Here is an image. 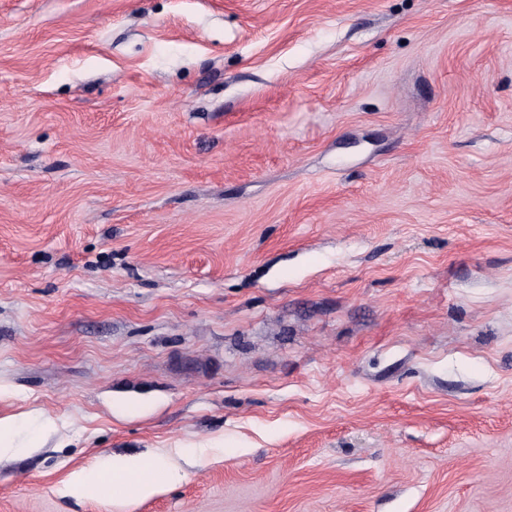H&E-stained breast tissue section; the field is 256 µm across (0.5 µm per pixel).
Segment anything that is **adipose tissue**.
<instances>
[{
  "instance_id": "ef3b65f1",
  "label": "adipose tissue",
  "mask_w": 512,
  "mask_h": 512,
  "mask_svg": "<svg viewBox=\"0 0 512 512\" xmlns=\"http://www.w3.org/2000/svg\"><path fill=\"white\" fill-rule=\"evenodd\" d=\"M184 477L183 470L159 457L115 456L104 464L73 471L66 488L70 494L81 497L94 483L108 481L117 490L127 489L134 497L146 498Z\"/></svg>"
}]
</instances>
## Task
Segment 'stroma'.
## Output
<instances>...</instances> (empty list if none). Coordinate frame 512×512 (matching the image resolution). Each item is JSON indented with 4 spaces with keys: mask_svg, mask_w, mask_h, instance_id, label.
I'll use <instances>...</instances> for the list:
<instances>
[{
    "mask_svg": "<svg viewBox=\"0 0 512 512\" xmlns=\"http://www.w3.org/2000/svg\"><path fill=\"white\" fill-rule=\"evenodd\" d=\"M9 415L0 512H512V0H0ZM186 476L183 470L171 466L163 458L142 456H115L102 465L73 471L67 481L68 492L84 496L96 482L110 481L125 499L129 486L135 498H146L159 492L168 484L176 483Z\"/></svg>",
    "mask_w": 512,
    "mask_h": 512,
    "instance_id": "obj_1",
    "label": "stroma"
}]
</instances>
